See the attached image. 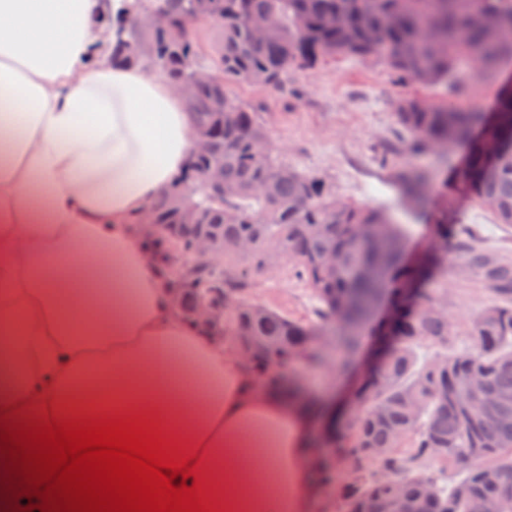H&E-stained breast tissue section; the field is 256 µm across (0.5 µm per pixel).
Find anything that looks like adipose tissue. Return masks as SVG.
<instances>
[{
  "label": "adipose tissue",
  "instance_id": "obj_1",
  "mask_svg": "<svg viewBox=\"0 0 512 512\" xmlns=\"http://www.w3.org/2000/svg\"><path fill=\"white\" fill-rule=\"evenodd\" d=\"M115 3L0 0V405L157 412L233 512H307L316 407L187 324L148 246L193 125L164 74L93 53Z\"/></svg>",
  "mask_w": 512,
  "mask_h": 512
}]
</instances>
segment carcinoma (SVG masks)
Wrapping results in <instances>:
<instances>
[{
	"label": "carcinoma",
	"instance_id": "carcinoma-1",
	"mask_svg": "<svg viewBox=\"0 0 512 512\" xmlns=\"http://www.w3.org/2000/svg\"><path fill=\"white\" fill-rule=\"evenodd\" d=\"M153 12V30L130 23L112 50L129 62L127 41L149 52V63L175 82L199 64L195 23L181 19L188 0H124ZM267 22L256 38L254 20ZM208 20L221 33L216 63L224 81L188 101L195 132L213 136L223 161L224 189L198 175L189 160L158 208V247L171 261L178 242L190 253L207 233L224 247V267L202 258L176 267L174 287L185 289V310L215 292L224 299V343L245 353L257 381L300 388L293 365L321 367L327 358L317 336L330 328L336 370L350 373L360 359L365 330L386 339L377 365L357 380L355 403L333 439L336 464L317 465L324 483L336 470L351 480L342 512H481L498 501L512 512V264L480 244L466 243L463 224L443 216L429 245L407 250L405 225L386 211L346 201L322 177L283 162L270 146L260 113L233 101L227 86L246 82L278 90L290 70L313 69L335 56L377 57L396 80L444 85L461 96L456 70L471 59L487 79L512 60V41L496 27L512 28V0H211ZM394 122L407 155L458 146L464 154L453 190L512 224V82L498 89L490 112L437 106L403 97ZM398 205L419 216L431 204V174L418 168L391 171ZM204 214L183 224L171 199ZM452 253L450 261L442 254ZM275 267L305 284L315 297L311 314L295 319L251 298L254 272ZM477 272L497 302L468 322L472 349L448 352L455 326L448 289L427 288L448 278V268ZM482 378L474 396L486 406L469 417L459 382ZM459 476L448 479V470Z\"/></svg>",
	"mask_w": 512,
	"mask_h": 512
}]
</instances>
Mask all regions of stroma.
Segmentation results:
<instances>
[{
    "instance_id": "obj_1",
    "label": "stroma",
    "mask_w": 512,
    "mask_h": 512,
    "mask_svg": "<svg viewBox=\"0 0 512 512\" xmlns=\"http://www.w3.org/2000/svg\"><path fill=\"white\" fill-rule=\"evenodd\" d=\"M229 95L260 112L272 146L288 165L322 176L339 197L389 211L406 224L409 247L422 245L431 225L445 214L467 224L483 246L512 261V225L496 223L477 205L444 192L460 154L443 157L428 151L405 157L395 149L394 102L414 95L431 104L451 103L444 86L401 84L375 58L340 56L313 72L289 71L284 90L242 82L230 85ZM399 166L431 173L433 203L427 215L417 217L399 208L390 180L391 169ZM251 295L297 318L306 316L312 303L304 284L263 271L255 272ZM492 301V293L476 276L448 282V313L461 328ZM301 374L309 393L335 398L341 410L349 409L351 378L327 369L305 368Z\"/></svg>"
}]
</instances>
